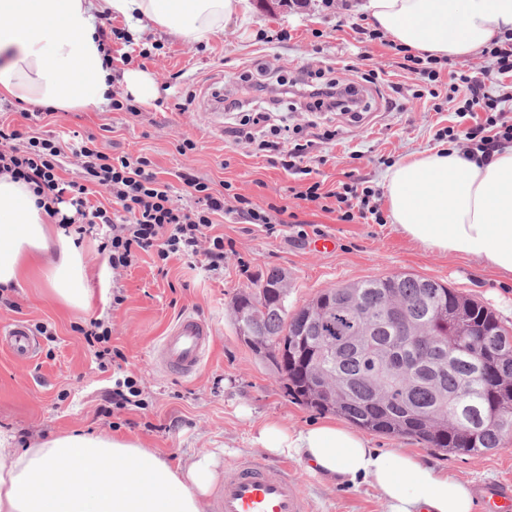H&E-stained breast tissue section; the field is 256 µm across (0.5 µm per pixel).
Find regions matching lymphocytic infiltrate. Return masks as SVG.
Wrapping results in <instances>:
<instances>
[{
    "label": "lymphocytic infiltrate",
    "mask_w": 512,
    "mask_h": 512,
    "mask_svg": "<svg viewBox=\"0 0 512 512\" xmlns=\"http://www.w3.org/2000/svg\"><path fill=\"white\" fill-rule=\"evenodd\" d=\"M452 78L463 90L455 112L459 118L471 119L472 124L459 130L440 129L436 137L460 143L462 152L472 158L489 160L494 152L512 145V122L505 120L502 108L504 102L512 100V93H490L473 71L456 72ZM355 94V84L322 82L310 71L299 82L283 81L276 87L246 76L233 94L225 96L224 110L248 130L268 124L271 109L279 107L284 98H296L308 112H333L343 109L345 101ZM261 99L266 100L268 111H250V104ZM24 118L19 126L0 125V173L31 184L39 205L65 226L105 225L110 234L103 250L113 273L133 267L144 252L153 254L162 274L171 258L200 256L207 271L216 272L223 269L225 258L224 237L214 231L220 218L233 215L268 231L278 221L270 210L245 198L238 205H228L223 192L210 181L186 171L179 178L190 202L180 204L173 197L171 184L158 176L150 159L105 153L92 136L69 153L57 137L27 129V122L36 120V113H25ZM70 163L78 167V179L63 178ZM377 194L373 187L347 183L340 190L325 192L316 182L296 192L295 197L318 203L322 211L338 213L344 222L380 224L384 218L373 202ZM64 202L69 203L70 213L60 212Z\"/></svg>",
    "instance_id": "1"
}]
</instances>
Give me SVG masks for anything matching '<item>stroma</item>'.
Wrapping results in <instances>:
<instances>
[{"mask_svg":"<svg viewBox=\"0 0 512 512\" xmlns=\"http://www.w3.org/2000/svg\"><path fill=\"white\" fill-rule=\"evenodd\" d=\"M251 3L250 14L225 24L206 43L176 39L149 21L140 23L139 40L164 46L145 67L161 91L157 101L142 105L140 116L108 107L56 112L38 122L37 129L52 135L91 134L107 153L148 157L179 195L184 186L177 174L187 168L213 185L231 183L233 193L253 203L282 208L281 224L268 232L226 218L217 227L227 251L222 275L175 258L162 276L146 255L117 282L99 252L105 226L88 227L81 236L93 271L87 310L60 313L36 276L11 291V306H0V326L45 323L55 334L54 341H40L36 358L28 363L16 362L0 350V430L12 435L15 448L50 432L118 433L139 438L174 462L220 448L225 463L252 459L265 464L271 477L286 475L298 481L311 512H385L368 484L331 482L298 460L270 457L253 444L264 421L303 427L324 414L288 396L281 375L240 339L232 319L235 295L273 268L286 273L288 303L295 309L329 288L408 273L473 297L512 331V280L478 260L423 249L396 232L393 224L345 223L294 199L293 190L316 181L326 190L342 182L382 188L388 165L438 147L436 132L458 126L459 119L451 105L435 111L431 96L403 98L415 81L399 68V54L377 42L359 47L356 33L337 30L321 0H311L300 13L288 11L280 0ZM284 28L293 30V39L277 41V32ZM361 50L368 58L360 62L356 55ZM343 60L356 61V72L339 69ZM259 66L288 81L301 69L325 68L336 81L357 83L366 108L363 118L325 112L315 119L301 109H289V123L312 142L304 160L308 173L284 169L279 156L239 139L232 123L216 128L203 104L211 89L232 90L241 75ZM187 93L193 100L186 111L175 110L176 95ZM185 138L194 140L197 148L184 156L176 146ZM324 237L334 239L335 248L313 252L314 242ZM116 283L126 296L118 307L110 296ZM186 310L212 332L208 355L190 378L165 371L156 354L167 328ZM93 318L111 323L110 345L122 354L104 369L81 333ZM129 376L140 384L145 408L114 404L113 389ZM368 438L378 448L417 452L472 484L512 479V438L480 458L446 454L410 438L375 432Z\"/></svg>","mask_w":512,"mask_h":512,"instance_id":"obj_1","label":"stroma"}]
</instances>
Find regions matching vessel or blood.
Here are the masks:
<instances>
[{"label": "vessel or blood", "mask_w": 512, "mask_h": 512, "mask_svg": "<svg viewBox=\"0 0 512 512\" xmlns=\"http://www.w3.org/2000/svg\"><path fill=\"white\" fill-rule=\"evenodd\" d=\"M207 325L192 315L179 317L157 349L162 366L181 376L198 371L210 347ZM0 348L19 361L34 357L38 344L34 331L15 323L0 329ZM482 512H512V482L496 481L474 491ZM212 512H310L300 484L288 477L273 478L262 463L241 460L224 472Z\"/></svg>", "instance_id": "b4317fda"}]
</instances>
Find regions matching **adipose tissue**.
Masks as SVG:
<instances>
[{
    "mask_svg": "<svg viewBox=\"0 0 512 512\" xmlns=\"http://www.w3.org/2000/svg\"><path fill=\"white\" fill-rule=\"evenodd\" d=\"M249 8V0H0V97L67 112L108 104L98 14L204 42ZM364 9L397 44L437 57L470 56L512 30V0H367ZM384 188L403 235L512 279V146L484 163L448 146L415 153L387 169ZM31 271L64 307L87 308L90 271L75 233L50 223L27 184L0 174V288ZM253 441L328 479L368 482L387 512L474 509L468 483L418 453L375 448L333 419L303 428L270 420ZM218 467L214 452L175 463L113 434L58 432L25 448L0 438V512H203Z\"/></svg>",
    "mask_w": 512,
    "mask_h": 512,
    "instance_id": "1",
    "label": "adipose tissue"
}]
</instances>
